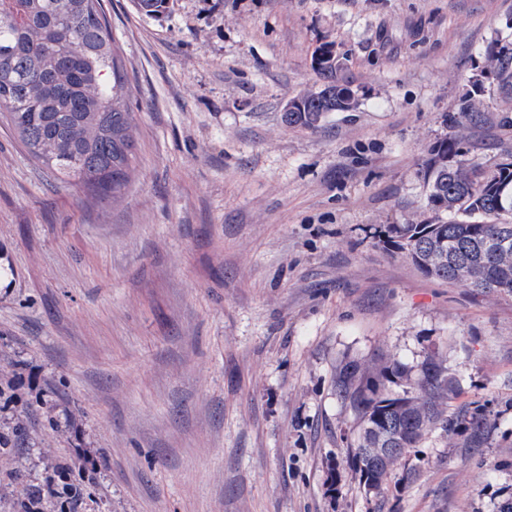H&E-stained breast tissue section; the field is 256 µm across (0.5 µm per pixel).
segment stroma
<instances>
[{
    "label": "stroma",
    "mask_w": 512,
    "mask_h": 512,
    "mask_svg": "<svg viewBox=\"0 0 512 512\" xmlns=\"http://www.w3.org/2000/svg\"><path fill=\"white\" fill-rule=\"evenodd\" d=\"M102 6L137 127L122 198L57 181L0 125V379L29 402L55 384L74 413L0 458L12 490L79 457L87 512H505L512 298L427 277L378 235L428 216L438 142L464 137L487 173L512 162V99L485 70L512 0ZM327 43L358 105L288 127ZM433 349L455 425L365 493L336 371Z\"/></svg>",
    "instance_id": "obj_1"
}]
</instances>
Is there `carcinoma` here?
<instances>
[{
	"label": "carcinoma",
	"instance_id": "carcinoma-1",
	"mask_svg": "<svg viewBox=\"0 0 512 512\" xmlns=\"http://www.w3.org/2000/svg\"><path fill=\"white\" fill-rule=\"evenodd\" d=\"M137 12L159 19L167 0H132ZM512 43L487 51L489 72L512 98ZM336 91L338 111L358 103L353 87L331 79L303 102L288 125L314 127L325 116L321 94ZM0 119L14 131L32 159L59 180L82 185L101 196L120 197L135 158V125L128 105V82L118 61L99 0H0ZM460 141H442L424 164L428 204L435 217L417 224H392L381 242L404 254L424 274L462 282L484 295L512 297V163L492 174L461 159ZM453 214L454 220L440 215ZM436 354L417 375L395 360L354 362L336 373V391L355 416L360 443L384 437V448H415L428 429L448 428V396L454 379ZM44 429L59 430L52 414L56 392L37 400ZM28 444L19 419L0 424V457H12ZM354 471L363 477L388 472L363 454H354ZM80 459L45 467L37 482L16 492L9 512H83L93 478Z\"/></svg>",
	"mask_w": 512,
	"mask_h": 512
}]
</instances>
